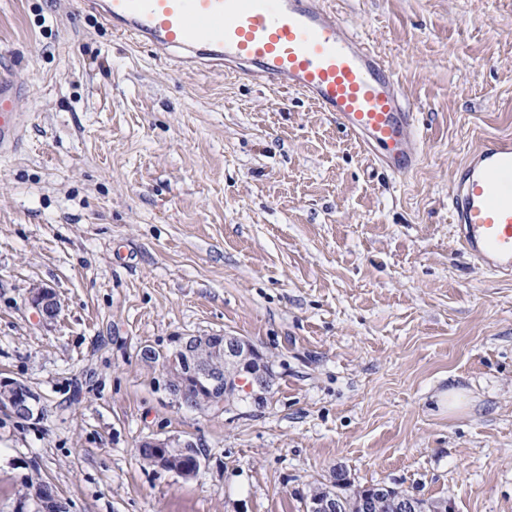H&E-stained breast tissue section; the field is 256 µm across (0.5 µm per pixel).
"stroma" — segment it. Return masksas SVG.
<instances>
[{"mask_svg": "<svg viewBox=\"0 0 512 512\" xmlns=\"http://www.w3.org/2000/svg\"><path fill=\"white\" fill-rule=\"evenodd\" d=\"M328 6L422 106L407 178L297 91L176 70L78 0H0V61L27 84L0 153V377L44 406L0 412V512L37 479L66 512H305L339 468L512 512V279L448 219L456 169L512 135V0ZM224 331L270 358L265 405L177 408L142 350ZM168 436L199 445L193 478L139 458ZM29 302L44 321H53L59 315L61 302L57 293L44 286H35L29 291Z\"/></svg>", "mask_w": 512, "mask_h": 512, "instance_id": "35a3bbf8", "label": "stroma"}]
</instances>
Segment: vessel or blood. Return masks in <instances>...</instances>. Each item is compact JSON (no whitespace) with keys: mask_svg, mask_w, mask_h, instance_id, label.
Returning a JSON list of instances; mask_svg holds the SVG:
<instances>
[{"mask_svg":"<svg viewBox=\"0 0 512 512\" xmlns=\"http://www.w3.org/2000/svg\"><path fill=\"white\" fill-rule=\"evenodd\" d=\"M113 33L183 68L301 92L383 168L417 166L420 107L388 61L325 0H80ZM23 80L0 69V148L16 147ZM449 218L471 260L512 277V137L490 135L456 171Z\"/></svg>","mask_w":512,"mask_h":512,"instance_id":"1","label":"vessel or blood"}]
</instances>
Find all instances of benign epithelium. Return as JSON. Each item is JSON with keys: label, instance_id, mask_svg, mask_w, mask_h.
<instances>
[{"label": "benign epithelium", "instance_id": "1", "mask_svg": "<svg viewBox=\"0 0 512 512\" xmlns=\"http://www.w3.org/2000/svg\"><path fill=\"white\" fill-rule=\"evenodd\" d=\"M29 302L46 322L55 320L61 310L57 293L48 287L31 288ZM142 357L161 362L165 389L178 406L192 410L227 408L247 397L260 406L274 381L269 358L250 341L227 333L179 336L173 353L146 348ZM0 409L21 420L42 416L39 395L16 379L0 378ZM138 447L157 449L158 470L184 478L193 477L198 470L181 464L185 449L197 447L190 439L145 438ZM28 498L38 512H64L62 502L48 484L32 489ZM390 500L394 512H424L429 508V504H422L415 497L392 496ZM308 508L309 512H339L340 505L336 497L327 496L309 501Z\"/></svg>", "mask_w": 512, "mask_h": 512}]
</instances>
